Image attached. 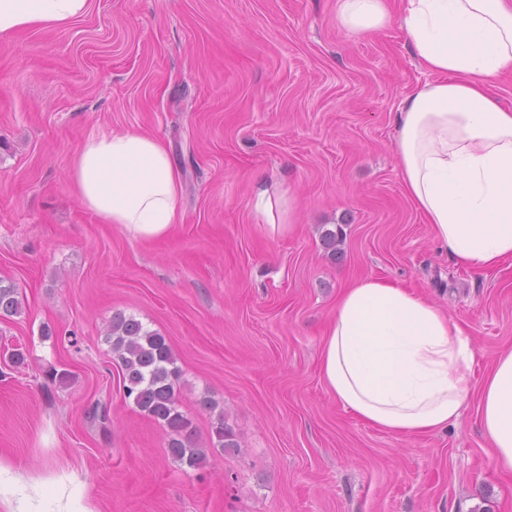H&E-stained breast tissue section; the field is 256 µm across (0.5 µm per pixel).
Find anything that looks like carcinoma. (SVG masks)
Returning a JSON list of instances; mask_svg holds the SVG:
<instances>
[{"instance_id": "cac0c4a2", "label": "carcinoma", "mask_w": 512, "mask_h": 512, "mask_svg": "<svg viewBox=\"0 0 512 512\" xmlns=\"http://www.w3.org/2000/svg\"><path fill=\"white\" fill-rule=\"evenodd\" d=\"M341 230L327 229L321 241L331 256L338 254L342 243ZM23 311V298L14 284H0V316L19 315ZM106 341L120 362L123 393L133 399L135 406L158 423L167 433L168 453L189 469L206 463L207 449L233 451L239 443L232 428L220 416L209 433V448H199L190 431V421L180 410L177 382L180 370L166 336L147 328L132 315H112Z\"/></svg>"}]
</instances>
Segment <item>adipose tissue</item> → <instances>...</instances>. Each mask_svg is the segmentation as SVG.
I'll return each instance as SVG.
<instances>
[{
	"mask_svg": "<svg viewBox=\"0 0 512 512\" xmlns=\"http://www.w3.org/2000/svg\"><path fill=\"white\" fill-rule=\"evenodd\" d=\"M89 0H0V37L58 26ZM347 30L367 34L400 19L431 74L401 102L394 157L405 192L457 266L492 271L512 261V107L490 91L512 72V0H337ZM68 179L100 223L129 237H167L182 220V181L165 143L136 131L93 135L74 152ZM256 211L270 235L292 227L289 186L258 182ZM474 357L460 326L423 294L364 277L345 288L327 326L320 375L344 409L389 433L411 436L457 421ZM480 424L495 465L512 472V351L480 391Z\"/></svg>",
	"mask_w": 512,
	"mask_h": 512,
	"instance_id": "obj_1",
	"label": "adipose tissue"
}]
</instances>
